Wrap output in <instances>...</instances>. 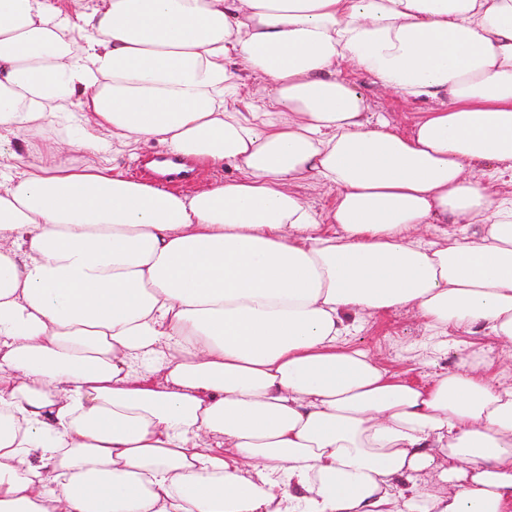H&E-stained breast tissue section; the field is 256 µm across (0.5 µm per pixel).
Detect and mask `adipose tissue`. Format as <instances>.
<instances>
[{"instance_id": "ef3b65f1", "label": "adipose tissue", "mask_w": 512, "mask_h": 512, "mask_svg": "<svg viewBox=\"0 0 512 512\" xmlns=\"http://www.w3.org/2000/svg\"><path fill=\"white\" fill-rule=\"evenodd\" d=\"M2 143L0 512H512V0H0ZM396 309L457 368L349 344ZM337 75L346 78L357 87L368 101L371 112L376 116L380 114L386 116L403 133L411 130L416 112H424L432 106L431 102L407 104L397 95L381 89L366 76L357 73L348 66L341 67V72ZM165 154L156 143L140 144L134 152L126 151L114 156L113 165H117L128 177H136L146 181H158L152 175H144L141 169L158 155ZM189 164L192 166L193 169L190 168V166L187 164L186 167L188 170H181L177 173H172L167 175V178L170 179L171 182L175 181H182L177 183H166L162 181L163 185H173L175 187H183L185 189H192L194 186H196L198 183L202 182L205 179L211 178V177H223L224 175L229 176L235 174L234 169H221V170H203L201 169L195 162H189ZM194 170V173L192 175V172ZM192 175V176H191ZM191 176V177H190ZM190 177V178H189Z\"/></svg>"}]
</instances>
